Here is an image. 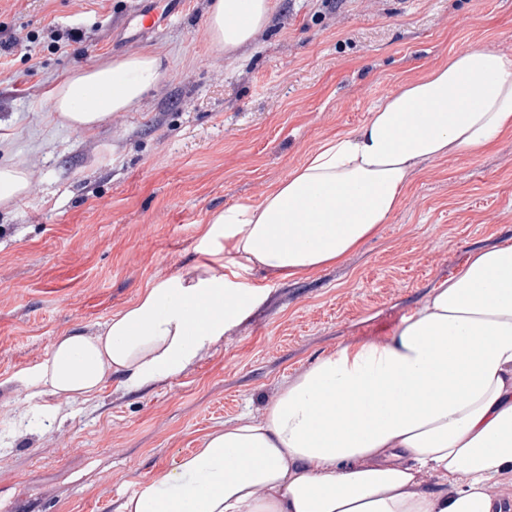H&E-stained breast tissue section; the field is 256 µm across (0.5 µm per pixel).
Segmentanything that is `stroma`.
<instances>
[{
    "mask_svg": "<svg viewBox=\"0 0 512 512\" xmlns=\"http://www.w3.org/2000/svg\"><path fill=\"white\" fill-rule=\"evenodd\" d=\"M229 57L210 0L146 38L144 0H0L22 45L0 57V162L34 173L0 210V507L117 512L139 483L224 423L258 415L284 381L376 326L393 333L467 254L512 237V135L424 165L401 208L344 263L307 278L257 274L268 301L182 374L138 390L112 376L88 403L26 400L60 336L96 332L158 276L204 260L214 211L260 201L324 140L361 126L400 83L474 43L512 55V0H274ZM86 36L54 49L46 31ZM154 52L163 76L135 111L79 132L51 107L78 68Z\"/></svg>",
    "mask_w": 512,
    "mask_h": 512,
    "instance_id": "stroma-1",
    "label": "stroma"
}]
</instances>
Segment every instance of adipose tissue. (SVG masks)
Returning <instances> with one entry per match:
<instances>
[{"label": "adipose tissue", "mask_w": 512, "mask_h": 512, "mask_svg": "<svg viewBox=\"0 0 512 512\" xmlns=\"http://www.w3.org/2000/svg\"><path fill=\"white\" fill-rule=\"evenodd\" d=\"M272 0H212L211 44L253 41ZM162 76L142 52L73 71L52 110L75 131L135 110ZM512 134V56L488 44L404 81L352 132L306 154L260 202L213 213L205 263L148 282L94 334L60 337L23 379L30 399L96 397L175 377L268 298L254 273L310 275L343 263L400 209L420 165ZM32 172L0 164V209ZM118 512H512V238L461 268L383 342L349 341L289 377L258 416L142 483Z\"/></svg>", "instance_id": "1"}]
</instances>
